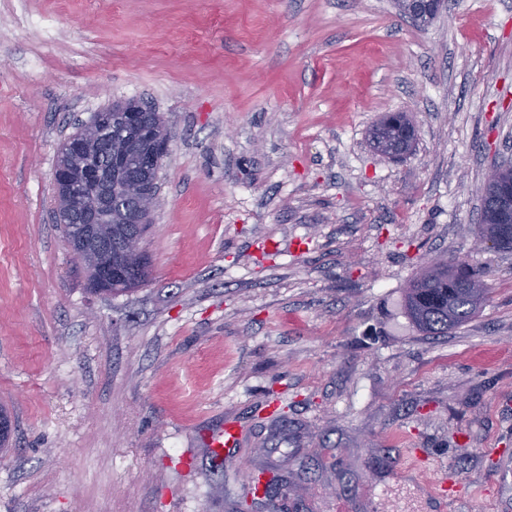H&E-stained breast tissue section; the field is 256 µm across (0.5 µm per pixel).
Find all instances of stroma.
Instances as JSON below:
<instances>
[{"label":"stroma","instance_id":"obj_1","mask_svg":"<svg viewBox=\"0 0 512 512\" xmlns=\"http://www.w3.org/2000/svg\"><path fill=\"white\" fill-rule=\"evenodd\" d=\"M128 99L162 204L146 282L98 295L53 172ZM388 112L419 135L385 161ZM502 159L512 0H0V512H512V252L474 246ZM453 259L488 299L425 335L405 290Z\"/></svg>","mask_w":512,"mask_h":512}]
</instances>
